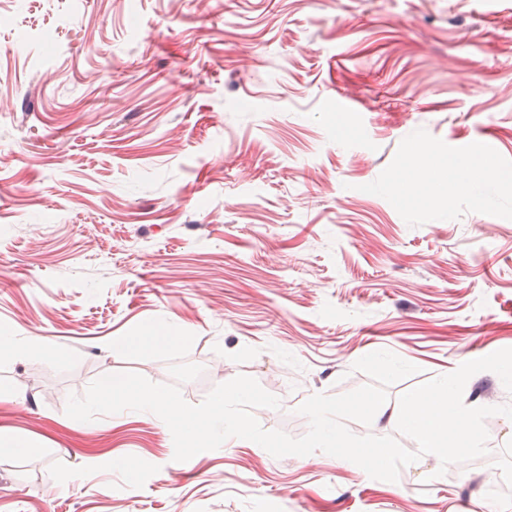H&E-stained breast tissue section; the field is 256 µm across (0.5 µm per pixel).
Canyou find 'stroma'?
I'll return each instance as SVG.
<instances>
[{
  "instance_id": "1",
  "label": "stroma",
  "mask_w": 512,
  "mask_h": 512,
  "mask_svg": "<svg viewBox=\"0 0 512 512\" xmlns=\"http://www.w3.org/2000/svg\"><path fill=\"white\" fill-rule=\"evenodd\" d=\"M424 148L488 151L500 175L403 205ZM1 152L0 330L62 360L0 362V432L36 445L0 465V512H512L501 415L487 455L387 482L246 443L177 462L154 414L65 413L106 374L171 383L109 348L153 318L195 336L188 403L246 375L281 401L261 426L294 437L310 395L369 384L371 352L418 368L388 387L395 412L512 348V0H0ZM463 402L512 394L483 371Z\"/></svg>"
}]
</instances>
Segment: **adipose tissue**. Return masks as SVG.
I'll return each mask as SVG.
<instances>
[{
	"mask_svg": "<svg viewBox=\"0 0 512 512\" xmlns=\"http://www.w3.org/2000/svg\"><path fill=\"white\" fill-rule=\"evenodd\" d=\"M494 168L483 161L439 159L429 150H421L405 164L403 182L398 187L403 201L425 204L464 189H473L486 178L495 176ZM24 359L36 365L53 364L58 353L38 337L19 338L0 333V359Z\"/></svg>",
	"mask_w": 512,
	"mask_h": 512,
	"instance_id": "ef3b65f1",
	"label": "adipose tissue"
}]
</instances>
